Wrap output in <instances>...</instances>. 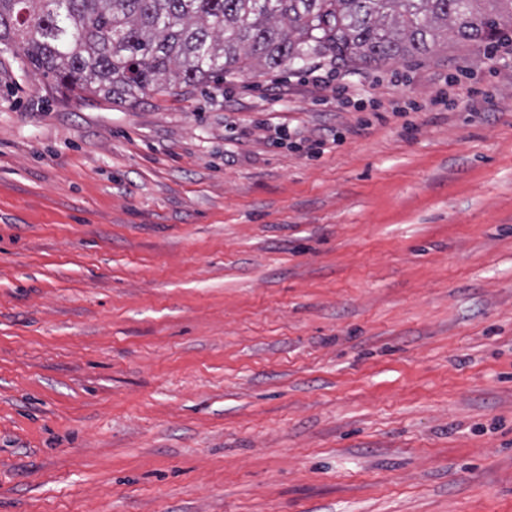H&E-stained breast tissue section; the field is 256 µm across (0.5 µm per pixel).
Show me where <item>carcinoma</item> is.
<instances>
[{"instance_id":"carcinoma-1","label":"carcinoma","mask_w":512,"mask_h":512,"mask_svg":"<svg viewBox=\"0 0 512 512\" xmlns=\"http://www.w3.org/2000/svg\"><path fill=\"white\" fill-rule=\"evenodd\" d=\"M512 0H0V43L56 87L114 103L330 55L379 66L453 34L491 44Z\"/></svg>"}]
</instances>
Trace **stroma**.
I'll use <instances>...</instances> for the list:
<instances>
[{"instance_id": "obj_1", "label": "stroma", "mask_w": 512, "mask_h": 512, "mask_svg": "<svg viewBox=\"0 0 512 512\" xmlns=\"http://www.w3.org/2000/svg\"><path fill=\"white\" fill-rule=\"evenodd\" d=\"M0 512H512L493 46L113 104L0 44Z\"/></svg>"}]
</instances>
